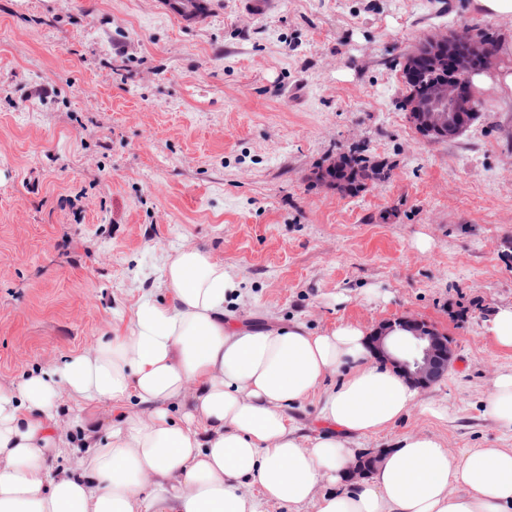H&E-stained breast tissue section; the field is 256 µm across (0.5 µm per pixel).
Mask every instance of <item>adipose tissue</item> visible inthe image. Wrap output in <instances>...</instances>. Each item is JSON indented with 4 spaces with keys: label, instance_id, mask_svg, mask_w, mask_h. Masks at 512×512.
<instances>
[{
    "label": "adipose tissue",
    "instance_id": "adipose-tissue-1",
    "mask_svg": "<svg viewBox=\"0 0 512 512\" xmlns=\"http://www.w3.org/2000/svg\"><path fill=\"white\" fill-rule=\"evenodd\" d=\"M163 277L166 298L144 296L122 335L0 386V512H512V448L457 458L437 437L406 435L346 484L357 440L393 427L417 396L373 360L363 327L227 324L237 283L197 249L169 256ZM314 394L327 430L308 438L289 412ZM131 400L142 413L83 427L84 456L56 466L71 445L52 427L65 403ZM247 479L259 494L242 493ZM323 480L333 490L316 495Z\"/></svg>",
    "mask_w": 512,
    "mask_h": 512
}]
</instances>
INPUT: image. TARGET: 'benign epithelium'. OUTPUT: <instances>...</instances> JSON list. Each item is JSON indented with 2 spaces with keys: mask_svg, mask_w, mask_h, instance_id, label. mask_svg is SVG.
I'll use <instances>...</instances> for the list:
<instances>
[{
  "mask_svg": "<svg viewBox=\"0 0 512 512\" xmlns=\"http://www.w3.org/2000/svg\"><path fill=\"white\" fill-rule=\"evenodd\" d=\"M421 50L422 54L404 66L410 80L422 68L441 71L453 67L472 74L489 72L498 63L496 49L472 27L451 35L433 33L423 40ZM401 108L422 139L451 140L470 125L477 103L468 87L443 79L430 83L421 95L404 98ZM348 165L349 153L338 152L318 171V180L339 190ZM369 348L374 358L396 368L420 389L441 380L453 358L448 338L414 316L381 323L369 338Z\"/></svg>",
  "mask_w": 512,
  "mask_h": 512,
  "instance_id": "1",
  "label": "benign epithelium"
}]
</instances>
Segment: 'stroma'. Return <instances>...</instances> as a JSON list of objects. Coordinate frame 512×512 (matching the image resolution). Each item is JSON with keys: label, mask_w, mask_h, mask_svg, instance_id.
<instances>
[{"label": "stroma", "mask_w": 512, "mask_h": 512, "mask_svg": "<svg viewBox=\"0 0 512 512\" xmlns=\"http://www.w3.org/2000/svg\"><path fill=\"white\" fill-rule=\"evenodd\" d=\"M200 4L0 0V383L123 333L144 295L164 296L167 256L199 249L241 288L228 323L370 331L412 314L450 338L447 375L361 450L403 434L456 457L512 448L484 409L512 367L484 331L512 304V101L479 92L484 111L443 141L399 107L404 53L464 20L511 36L512 15L474 0ZM357 147L390 179L354 197L317 181Z\"/></svg>", "instance_id": "1"}]
</instances>
